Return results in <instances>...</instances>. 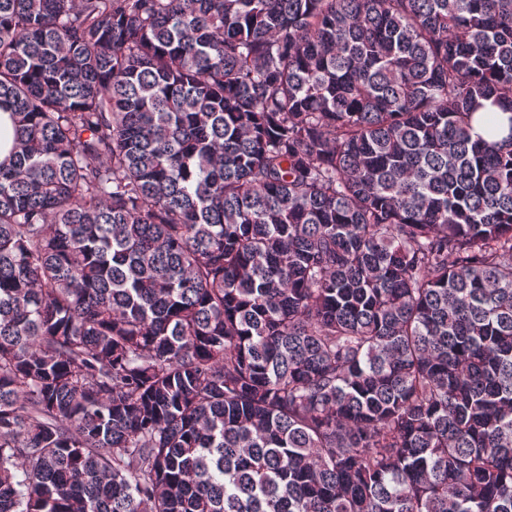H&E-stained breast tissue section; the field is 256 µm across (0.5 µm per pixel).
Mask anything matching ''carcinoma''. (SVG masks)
I'll return each instance as SVG.
<instances>
[{"mask_svg": "<svg viewBox=\"0 0 512 512\" xmlns=\"http://www.w3.org/2000/svg\"><path fill=\"white\" fill-rule=\"evenodd\" d=\"M1 104L0 512H512V0H0Z\"/></svg>", "mask_w": 512, "mask_h": 512, "instance_id": "cac0c4a2", "label": "carcinoma"}]
</instances>
